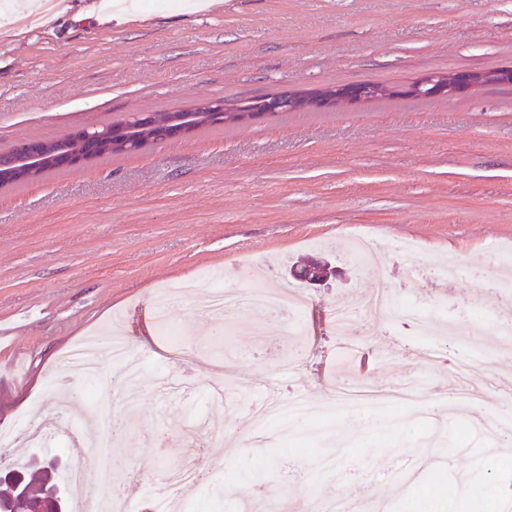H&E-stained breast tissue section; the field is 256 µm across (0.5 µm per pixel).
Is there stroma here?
<instances>
[{
    "mask_svg": "<svg viewBox=\"0 0 512 512\" xmlns=\"http://www.w3.org/2000/svg\"><path fill=\"white\" fill-rule=\"evenodd\" d=\"M123 25L75 14L41 26L0 18V155L29 140L56 141L107 128L135 113L164 115L209 101L236 103L297 90L359 83L389 88L370 101L281 112L138 153L94 158L40 179L0 187V464L21 453H58L94 463L97 450L65 433L71 419L108 408L122 431L112 450V490L147 501L166 470L207 466L174 512H242L239 497L214 503L221 485H246L250 499L309 512L318 500L365 494L389 512L422 499L447 512L471 502L491 512L512 486V450L484 438L478 423L512 420V365L488 352L479 404L441 408L456 393L455 364L506 304L496 282L512 253V83L453 96L417 97L429 73L512 68V0H216L209 9L137 0ZM370 235L392 288L411 304L438 308L447 325L416 336L381 324L353 343L371 354L366 373L340 349L332 313L373 288L378 269L340 252ZM418 246L412 269L398 246ZM330 256V288H302L303 313L287 333L281 315L242 313L231 337L191 299L168 303L167 287L279 288L285 270ZM457 279H442L449 260ZM183 328L171 341L158 308ZM120 327L140 365L135 392L98 394L87 374H63L75 343ZM299 366L281 377L280 358ZM418 380L423 403L395 414H337L327 439L310 419L272 428L291 444L256 446L252 406L301 393L335 411V386L389 391ZM233 433L218 447L216 428ZM334 448L336 464L319 457ZM266 468L263 480L248 483Z\"/></svg>",
    "mask_w": 512,
    "mask_h": 512,
    "instance_id": "1",
    "label": "stroma"
}]
</instances>
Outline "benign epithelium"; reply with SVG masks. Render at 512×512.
<instances>
[{
  "mask_svg": "<svg viewBox=\"0 0 512 512\" xmlns=\"http://www.w3.org/2000/svg\"><path fill=\"white\" fill-rule=\"evenodd\" d=\"M512 82L511 70L495 71H463L454 74H431L414 82L410 91L415 94L429 96H450L463 92L472 87L493 83ZM389 93V90L374 85L361 84L345 88H327L311 93L284 92L268 96L256 103V107L244 105H228L222 101L205 102L194 105L179 112L170 113L166 123L151 124L149 116L142 114L136 117L141 125H132L129 118L112 130L98 131L83 128L64 140L53 142L26 141L20 143L11 155L0 161V168H7L21 174L23 179H36L39 170L47 161L55 162L61 167H77L94 157V154H112L116 152H136L138 148L125 141L124 134L130 131L155 130L148 138L139 142L147 145L150 142L159 143L174 137L189 135L196 126L216 116L224 122H246L266 114H278L303 109L310 105L324 106L338 99L368 101ZM338 270L326 260H319L307 266L301 272L300 281L313 286H328L336 278ZM65 491L57 486L56 500L51 505L37 501L28 494L20 495L15 512H63Z\"/></svg>",
  "mask_w": 512,
  "mask_h": 512,
  "instance_id": "7a95c632",
  "label": "benign epithelium"
}]
</instances>
